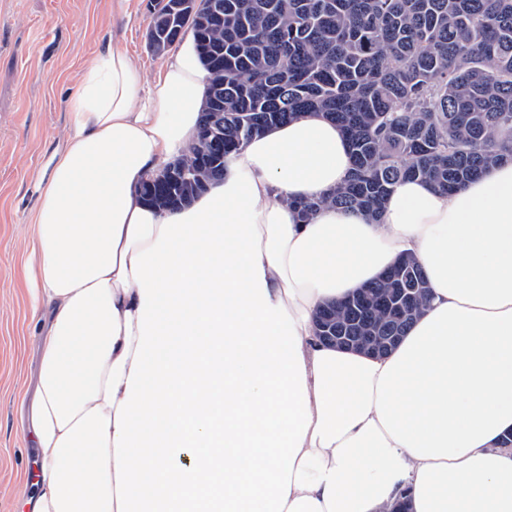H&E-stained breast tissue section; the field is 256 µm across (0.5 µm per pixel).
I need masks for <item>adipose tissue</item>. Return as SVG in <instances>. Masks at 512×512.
<instances>
[{
    "label": "adipose tissue",
    "instance_id": "adipose-tissue-1",
    "mask_svg": "<svg viewBox=\"0 0 512 512\" xmlns=\"http://www.w3.org/2000/svg\"><path fill=\"white\" fill-rule=\"evenodd\" d=\"M193 42L144 83L119 45L68 102L26 279L43 323L30 512H512V159L379 221L326 206L352 170L318 112L253 136L190 204L141 188L195 141ZM415 257L429 303L390 353L315 314Z\"/></svg>",
    "mask_w": 512,
    "mask_h": 512
}]
</instances>
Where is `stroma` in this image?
I'll use <instances>...</instances> for the list:
<instances>
[{
  "mask_svg": "<svg viewBox=\"0 0 512 512\" xmlns=\"http://www.w3.org/2000/svg\"><path fill=\"white\" fill-rule=\"evenodd\" d=\"M147 0H0V512H25L37 450L27 430L36 394L39 320L23 269L45 151L69 132L67 100L100 45L117 41L153 78Z\"/></svg>",
  "mask_w": 512,
  "mask_h": 512,
  "instance_id": "1",
  "label": "stroma"
}]
</instances>
